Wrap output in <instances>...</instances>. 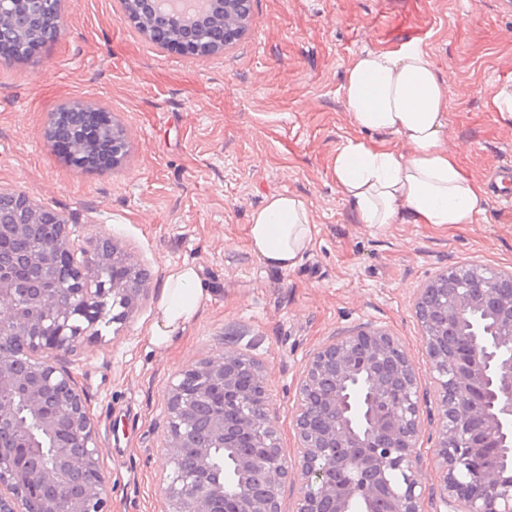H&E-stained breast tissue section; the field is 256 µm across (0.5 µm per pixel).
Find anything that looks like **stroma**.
Returning <instances> with one entry per match:
<instances>
[{
  "instance_id": "stroma-1",
  "label": "stroma",
  "mask_w": 512,
  "mask_h": 512,
  "mask_svg": "<svg viewBox=\"0 0 512 512\" xmlns=\"http://www.w3.org/2000/svg\"><path fill=\"white\" fill-rule=\"evenodd\" d=\"M65 33L25 62L0 64V189L23 191L69 224L76 259L118 244L150 274L122 324L100 323L61 362L82 389L108 476V512H168L161 467L167 387L179 370L224 349L260 361L270 417L293 452L297 381L320 345L360 326L398 336L420 373L418 480L435 512V383L414 292L462 262L512 270V210L485 197L473 223H359L332 173L349 139L402 149L356 127L343 93L364 50L417 45L448 96V148L480 183L512 161V118L493 91H512V11L500 0H253L247 30L224 51L191 58L153 44L118 0H62ZM79 104L111 112L129 150L86 171L46 137L49 115ZM303 197L313 240L297 265H266L249 246L267 196ZM196 267L197 319L165 348L149 341L169 269Z\"/></svg>"
}]
</instances>
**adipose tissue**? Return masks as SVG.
Here are the masks:
<instances>
[{"instance_id":"1","label":"adipose tissue","mask_w":512,"mask_h":512,"mask_svg":"<svg viewBox=\"0 0 512 512\" xmlns=\"http://www.w3.org/2000/svg\"><path fill=\"white\" fill-rule=\"evenodd\" d=\"M344 96L355 126L390 133L408 147L403 153L350 139L338 148L333 173L359 223L395 224L406 214L419 224L473 223L483 192L444 144L447 97L425 53L415 47L360 53ZM313 229L307 202L279 193L252 212L248 238L266 265L285 270L309 249ZM203 298L193 266L171 268L150 343L167 346L195 318Z\"/></svg>"}]
</instances>
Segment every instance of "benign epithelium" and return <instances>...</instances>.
<instances>
[{"label":"benign epithelium","mask_w":512,"mask_h":512,"mask_svg":"<svg viewBox=\"0 0 512 512\" xmlns=\"http://www.w3.org/2000/svg\"><path fill=\"white\" fill-rule=\"evenodd\" d=\"M26 12L52 0H0V40L13 36L18 4ZM223 0L226 44L249 14ZM182 13L170 11L182 43ZM149 33L154 11L125 15ZM66 154L94 165L102 139L81 135L69 114ZM127 139L112 128V163ZM67 221L25 193L0 191V239L30 248L0 255V512H107V477L83 391L55 355L99 335L105 316L125 322L148 291V277L116 243L101 240L79 266ZM127 270L120 280L100 267ZM413 311L436 384L439 497L448 512H512V271L462 263L418 289ZM418 372L385 327H359L309 358L292 413L296 454L288 458L269 418V380L259 361L219 351L180 370L167 392L161 444L169 512H421L417 448ZM367 381L365 398L354 388ZM54 448L44 461L40 436ZM233 464L235 489L215 450ZM299 484L287 506L282 488Z\"/></svg>","instance_id":"benign-epithelium-1"}]
</instances>
